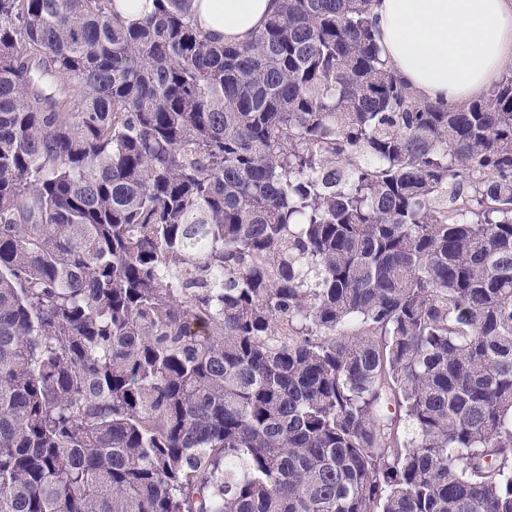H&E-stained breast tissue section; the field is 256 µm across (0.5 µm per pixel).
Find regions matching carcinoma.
<instances>
[{"label": "carcinoma", "mask_w": 512, "mask_h": 512, "mask_svg": "<svg viewBox=\"0 0 512 512\" xmlns=\"http://www.w3.org/2000/svg\"><path fill=\"white\" fill-rule=\"evenodd\" d=\"M155 2L0 0V512H512V70ZM281 0H191L199 27L219 42L247 44L280 10Z\"/></svg>", "instance_id": "obj_1"}]
</instances>
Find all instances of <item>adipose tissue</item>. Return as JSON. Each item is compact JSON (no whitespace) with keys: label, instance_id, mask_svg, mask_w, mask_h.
Returning a JSON list of instances; mask_svg holds the SVG:
<instances>
[{"label":"adipose tissue","instance_id":"ef3b65f1","mask_svg":"<svg viewBox=\"0 0 512 512\" xmlns=\"http://www.w3.org/2000/svg\"><path fill=\"white\" fill-rule=\"evenodd\" d=\"M281 0H191L199 27L246 44ZM370 19L389 65L421 100L446 108L481 96L512 65V0H372Z\"/></svg>","mask_w":512,"mask_h":512}]
</instances>
